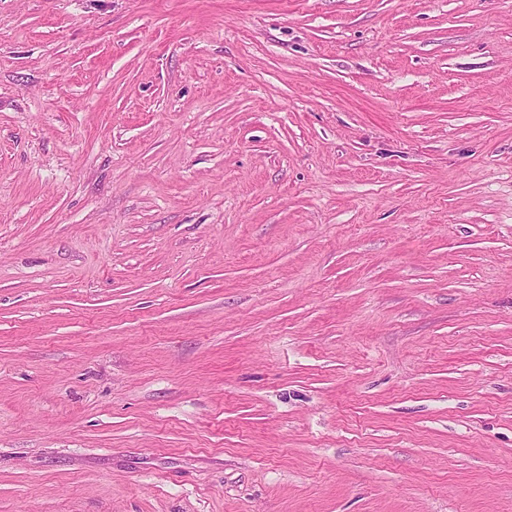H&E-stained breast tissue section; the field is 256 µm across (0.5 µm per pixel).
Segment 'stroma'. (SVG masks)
Returning a JSON list of instances; mask_svg holds the SVG:
<instances>
[{
  "label": "stroma",
  "mask_w": 512,
  "mask_h": 512,
  "mask_svg": "<svg viewBox=\"0 0 512 512\" xmlns=\"http://www.w3.org/2000/svg\"><path fill=\"white\" fill-rule=\"evenodd\" d=\"M0 512H512V0H0Z\"/></svg>",
  "instance_id": "stroma-1"
}]
</instances>
